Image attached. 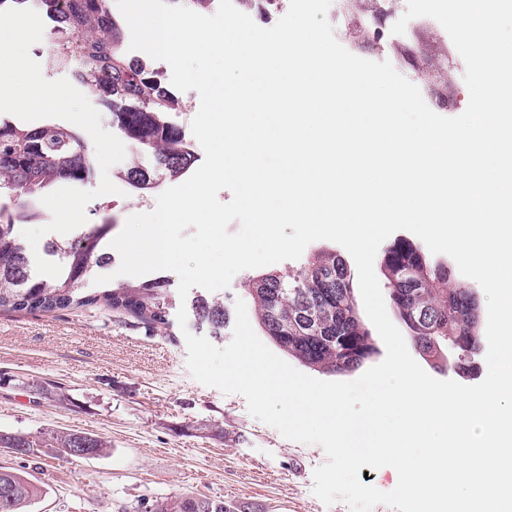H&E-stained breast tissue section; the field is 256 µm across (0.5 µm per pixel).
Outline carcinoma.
Instances as JSON below:
<instances>
[{"instance_id":"cac0c4a2","label":"carcinoma","mask_w":512,"mask_h":512,"mask_svg":"<svg viewBox=\"0 0 512 512\" xmlns=\"http://www.w3.org/2000/svg\"><path fill=\"white\" fill-rule=\"evenodd\" d=\"M26 8L47 12L55 23L48 60L65 66L80 62L78 80L106 108L112 124L129 142L134 155L153 156L158 170L177 180L193 164L190 144L166 115L180 109L181 99L157 81L145 66L127 58L123 31L112 15L110 0H0V9ZM95 151L78 130L55 122L26 126L0 117V190L19 194L14 210L0 209V313L50 312L100 304L125 311L144 324L166 323L167 294L158 280L137 284H106L92 294L81 285L96 269L112 263L109 243L113 225L105 222L65 239H52L46 253L62 267L58 277L37 273L17 224H31L44 215L41 198L60 182L81 183L94 170ZM136 190L157 186L155 172L134 162L124 172ZM385 289L397 316L405 323L415 350L438 358V347L453 340L461 370L475 368L482 343L480 314L473 312V292L451 280L443 267L432 268L422 247L398 239L381 260ZM266 335L289 356L318 372H349L375 352L371 334L358 315L352 277L333 251L314 250L299 268L284 275L247 280ZM198 319L214 336L223 335L224 303L200 299ZM30 434L0 430V448L29 443ZM58 456H66L78 438L88 444L89 458L105 456L109 445L84 431L38 433ZM43 493L33 480L0 470V512H26ZM145 512H239V506L206 496L157 499Z\"/></svg>"}]
</instances>
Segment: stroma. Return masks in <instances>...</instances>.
<instances>
[{"label":"stroma","instance_id":"1","mask_svg":"<svg viewBox=\"0 0 512 512\" xmlns=\"http://www.w3.org/2000/svg\"><path fill=\"white\" fill-rule=\"evenodd\" d=\"M406 0L383 6L372 0L365 16L349 14L332 0L328 19L343 33L339 43L359 57L393 67L408 80L421 68L437 67L458 52L434 19H412L404 34H392ZM367 23V42L352 31ZM428 107L445 117L466 109L469 91L456 79L454 91L420 84ZM109 170L118 194L86 206L89 224L111 221L121 232L128 216L152 211L156 192L136 193L119 172ZM167 284V327L158 329L127 313L100 305L54 312L0 314V430L38 433L78 430L109 441L108 455L70 461L19 455L0 449V467L43 484L47 492L29 512H136L140 500L177 495L207 496L248 512H350L343 502L324 505L312 492L313 471L326 460L323 449L286 439L247 411L245 399L197 382L186 367L185 333L205 336L195 315L179 326L180 304L207 292L178 295L177 275L159 274ZM49 381L71 399L59 406L39 398L35 386Z\"/></svg>","mask_w":512,"mask_h":512}]
</instances>
